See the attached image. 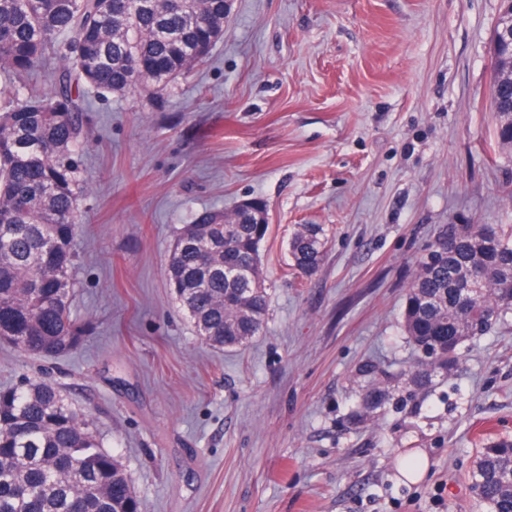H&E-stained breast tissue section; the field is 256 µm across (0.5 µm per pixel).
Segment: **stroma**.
Segmentation results:
<instances>
[{
  "label": "stroma",
  "instance_id": "1",
  "mask_svg": "<svg viewBox=\"0 0 512 512\" xmlns=\"http://www.w3.org/2000/svg\"><path fill=\"white\" fill-rule=\"evenodd\" d=\"M500 0H225L224 39L163 93L92 96L72 272L78 351L0 344L123 465L139 512H487L469 475L512 436V312L416 390L406 292L443 225L512 224ZM265 203L263 331L201 341L166 277L183 225ZM301 224L327 240L292 267ZM391 397L364 422L369 386ZM429 463L412 483L406 454ZM512 1V0H511ZM506 1L508 6L501 13L495 33L497 51L505 49L512 56V2ZM508 56L491 58L494 72L492 103L495 112V137L498 147L503 151L512 152V112L502 109L503 99L512 104V61ZM511 74V76H510ZM323 228L316 224H301L289 244L294 270L302 276L313 275L325 256Z\"/></svg>",
  "mask_w": 512,
  "mask_h": 512
}]
</instances>
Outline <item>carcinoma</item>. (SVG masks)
Listing matches in <instances>:
<instances>
[{"instance_id":"carcinoma-1","label":"carcinoma","mask_w":512,"mask_h":512,"mask_svg":"<svg viewBox=\"0 0 512 512\" xmlns=\"http://www.w3.org/2000/svg\"><path fill=\"white\" fill-rule=\"evenodd\" d=\"M224 39V0H0V342L46 359L78 350L71 310L79 169L90 95L167 90ZM61 62L45 92L23 79L49 54ZM498 147L512 152V61L491 58ZM264 206L203 212L178 235L167 278L198 336L235 347L260 334L268 294L260 245ZM419 263L403 330L421 353L414 386L451 371L459 347L512 311V229L449 224ZM296 272L325 256L323 228L301 224L289 244ZM389 394L366 390L363 406ZM471 489L489 512H512V438L484 444ZM0 512H138L129 478L89 424L50 384L0 390Z\"/></svg>"}]
</instances>
